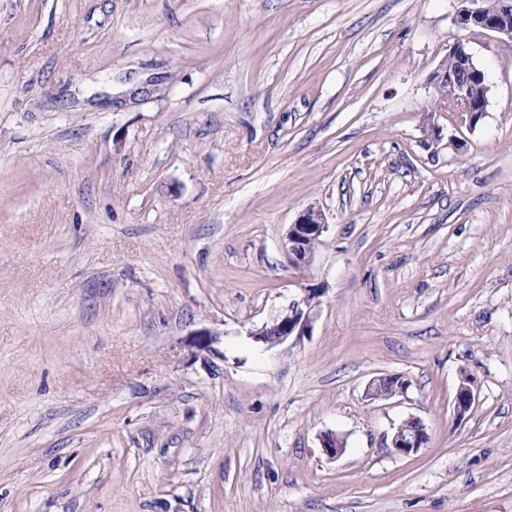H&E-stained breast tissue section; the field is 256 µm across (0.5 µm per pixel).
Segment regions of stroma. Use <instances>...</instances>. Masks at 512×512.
Returning a JSON list of instances; mask_svg holds the SVG:
<instances>
[{
    "label": "stroma",
    "instance_id": "obj_1",
    "mask_svg": "<svg viewBox=\"0 0 512 512\" xmlns=\"http://www.w3.org/2000/svg\"><path fill=\"white\" fill-rule=\"evenodd\" d=\"M457 7L0 0V512H512V48L449 125ZM327 228L322 213L314 208L306 209L289 225L283 246L291 267L300 268L309 263L315 251L311 245L320 241ZM323 294L322 288H307L305 294L289 306L286 314L271 325L263 326L253 336L271 347L283 343L295 333L296 336L303 335L311 328L314 311ZM479 397L478 385L471 374H463L454 397V411L457 416L463 417L469 413ZM391 385L392 388H396L395 391H391L390 393H385L384 389ZM409 387V382L401 377H393V376H381L378 379L374 380L372 383V388L368 393L371 399H391L395 396L403 395L407 388ZM429 441V434L421 420L412 418L399 425L391 438V448L400 455L419 452Z\"/></svg>",
    "mask_w": 512,
    "mask_h": 512
}]
</instances>
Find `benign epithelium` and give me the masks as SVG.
Listing matches in <instances>:
<instances>
[{
  "instance_id": "obj_1",
  "label": "benign epithelium",
  "mask_w": 512,
  "mask_h": 512,
  "mask_svg": "<svg viewBox=\"0 0 512 512\" xmlns=\"http://www.w3.org/2000/svg\"><path fill=\"white\" fill-rule=\"evenodd\" d=\"M460 7L455 16V24L462 30L491 35L498 41L512 44V0H498V9L487 10L484 0H458ZM448 56L459 63V69L448 70L440 65L434 74L436 93L447 103L448 121L454 125H466L474 128L486 112L488 99L474 101L470 95L471 81L486 82V75L476 61L466 37L457 40L450 48ZM449 87L448 93L442 88ZM328 224L323 215L314 208L306 209L297 220L289 225L284 241L288 263L294 268L307 265L314 248L312 244L320 241ZM325 293L323 288H308L305 294L293 302L288 312L252 333L257 340L268 346L286 341L290 336L304 334L311 328L315 309L321 303ZM409 382L400 377L381 376L374 380L369 396L373 399H391L405 393ZM479 397L478 385L470 374L461 377L454 397V411L463 417L469 413ZM429 434L421 420L412 418L399 425L391 438V448L400 455L409 456L419 452L427 445ZM324 453L331 459L339 457L345 450V442L334 433H326L321 440Z\"/></svg>"
}]
</instances>
